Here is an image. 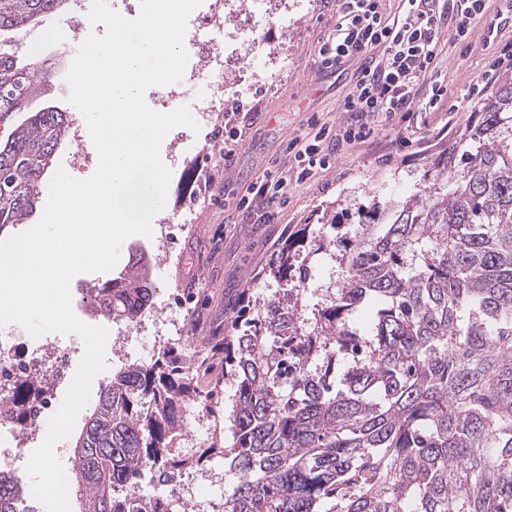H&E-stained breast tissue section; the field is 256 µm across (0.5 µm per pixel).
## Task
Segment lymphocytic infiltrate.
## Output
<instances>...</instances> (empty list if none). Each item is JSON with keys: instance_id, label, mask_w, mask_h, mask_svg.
Listing matches in <instances>:
<instances>
[{"instance_id": "f902f5d3", "label": "lymphocytic infiltrate", "mask_w": 512, "mask_h": 512, "mask_svg": "<svg viewBox=\"0 0 512 512\" xmlns=\"http://www.w3.org/2000/svg\"><path fill=\"white\" fill-rule=\"evenodd\" d=\"M396 19L386 14L385 0H338L339 15L332 33L316 50L320 71L340 68L354 58L380 52L378 62L360 67L357 80L343 102L348 117L341 126L311 120V131L286 147L287 156L276 172L258 176L233 201L235 211L255 224H267L288 204L291 183L310 180L326 169L334 152L367 141L373 121L392 123L406 112L444 109L448 89L433 75L442 52L439 32L443 23L434 0H401ZM426 95H419L420 85Z\"/></svg>"}]
</instances>
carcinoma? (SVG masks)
I'll return each mask as SVG.
<instances>
[{
  "instance_id": "obj_1",
  "label": "carcinoma",
  "mask_w": 512,
  "mask_h": 512,
  "mask_svg": "<svg viewBox=\"0 0 512 512\" xmlns=\"http://www.w3.org/2000/svg\"><path fill=\"white\" fill-rule=\"evenodd\" d=\"M68 0H0V42L41 26ZM40 62L0 47V237L38 211L68 134ZM481 122L430 159L423 188L375 203L354 232L313 243L339 264L330 303L298 285L260 302L246 288L224 337V412L232 443L184 455V414L213 411L221 384L200 390L176 349L102 383L71 460L81 512H172L143 504L158 474L224 459L235 479L223 512H512V77L481 104ZM305 239L270 259L292 277ZM148 262L135 255L89 289L96 314L134 321L153 305ZM374 306L361 330L352 317ZM0 471V512H25Z\"/></svg>"
}]
</instances>
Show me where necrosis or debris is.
Here are the masks:
<instances>
[{
    "instance_id": "obj_1",
    "label": "necrosis or debris",
    "mask_w": 512,
    "mask_h": 512,
    "mask_svg": "<svg viewBox=\"0 0 512 512\" xmlns=\"http://www.w3.org/2000/svg\"><path fill=\"white\" fill-rule=\"evenodd\" d=\"M267 10L265 0H252L251 9H242L240 0H202L194 11L195 30L185 44L188 61L181 81L167 85L160 97L162 105L185 98L193 111L220 112L223 97L214 92L227 70L239 67V59L224 53V45L236 42L242 33H250L255 60L244 70L245 76L277 78V59L262 36ZM20 327L0 328V411L14 412V420L0 425V453L9 454L28 440L48 433L56 402L48 389L71 381L69 362L79 353L70 339L29 346ZM224 480L215 470L186 471L176 491L179 501L203 504L207 508L223 503Z\"/></svg>"
}]
</instances>
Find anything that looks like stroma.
Returning a JSON list of instances; mask_svg holds the SVG:
<instances>
[{
	"instance_id": "1",
	"label": "stroma",
	"mask_w": 512,
	"mask_h": 512,
	"mask_svg": "<svg viewBox=\"0 0 512 512\" xmlns=\"http://www.w3.org/2000/svg\"><path fill=\"white\" fill-rule=\"evenodd\" d=\"M336 20V0H271L265 34L278 57L287 59V68L277 80L254 83L243 96L233 91V73L224 75L225 106L253 113L252 128L229 161L223 139L215 135L224 124L223 113H214L196 131L184 126L171 130L160 146L171 171L167 197L176 205L169 216L177 218L179 210L190 206L185 195L190 188L199 198L194 220L171 242L155 233L130 236L120 246L117 269H124L132 254L150 258L158 317L175 325L184 371L205 372L207 381L222 375L224 336L231 331L244 288L264 299L292 288V281L265 276L274 252L300 236H331L332 223L353 226L362 208L421 189L432 155L453 144L467 125L480 122V101L470 98L469 88L512 43V0H488L484 18L463 41L456 37L455 21H448L440 30L444 52L436 64L438 79L448 88V111H414L408 121L378 124L369 141L337 151L330 167L313 181L291 185L288 205L273 223H249L225 207V199L241 196L258 176L275 168L288 142L306 134L309 118L338 126L345 120L341 106L359 60L332 73L319 72L315 64L317 42ZM493 26L499 30L494 37L489 34ZM201 159L206 175L192 179L190 171ZM300 258L310 273L306 304L325 302L337 278L335 259L305 251Z\"/></svg>"
}]
</instances>
